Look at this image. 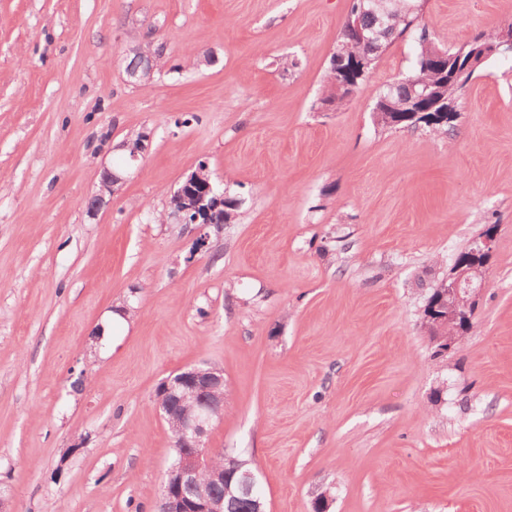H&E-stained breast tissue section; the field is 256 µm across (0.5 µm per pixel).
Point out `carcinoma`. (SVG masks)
I'll return each instance as SVG.
<instances>
[{"label": "carcinoma", "instance_id": "carcinoma-1", "mask_svg": "<svg viewBox=\"0 0 512 512\" xmlns=\"http://www.w3.org/2000/svg\"><path fill=\"white\" fill-rule=\"evenodd\" d=\"M384 7L374 4V0H352L349 16L367 31L384 26V35L376 48L370 50L360 44L349 45V51L360 56H368L365 75H370L375 62L397 40L413 33L417 34L420 47L416 65L405 80H396L387 85L374 101L373 114L381 115L378 124L389 127H416L424 124L433 132L446 134L454 128L458 113L446 114L429 112L423 116L401 120L414 93L421 85L431 84L437 87V95L450 103H458L468 83L479 69L470 71L457 66L458 58H469L481 53L484 46L499 41L503 29L497 28L482 31L460 46L443 48L433 41L429 29L422 24L420 12L425 0H381ZM350 90L344 85L340 68L329 66L326 76L325 95L319 99L321 104H330L332 109L339 110L350 100ZM224 466V512H252L251 496L244 493L238 486V476L233 474L236 467L247 469L246 461L238 458L216 456L214 466Z\"/></svg>", "mask_w": 512, "mask_h": 512}]
</instances>
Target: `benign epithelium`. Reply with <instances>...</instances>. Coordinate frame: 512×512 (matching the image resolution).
Returning <instances> with one entry per match:
<instances>
[{
	"label": "benign epithelium",
	"instance_id": "benign-epithelium-1",
	"mask_svg": "<svg viewBox=\"0 0 512 512\" xmlns=\"http://www.w3.org/2000/svg\"><path fill=\"white\" fill-rule=\"evenodd\" d=\"M122 181L123 176L105 171L93 210H99ZM173 197L176 206L171 215L181 224L195 226L196 248L203 247L207 240L205 229L224 218V193L210 179L195 172L182 182ZM485 273L484 266L465 268L455 263L444 280L446 300L436 320L439 336L435 338L440 354H447L460 341V324L478 303ZM155 397L163 419L174 431L173 447L177 451L166 474L157 512H224V493L217 491L224 485V470L213 469L215 450L206 442L212 422L224 417V372L211 366L184 368L162 380ZM205 473L211 474V479L201 480ZM239 484L254 496V512H266L255 473L243 471Z\"/></svg>",
	"mask_w": 512,
	"mask_h": 512
}]
</instances>
